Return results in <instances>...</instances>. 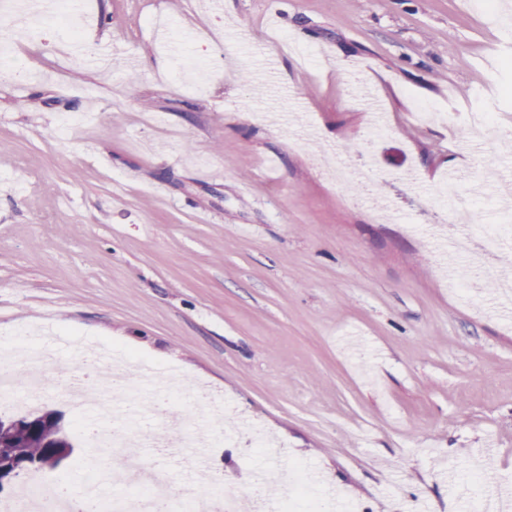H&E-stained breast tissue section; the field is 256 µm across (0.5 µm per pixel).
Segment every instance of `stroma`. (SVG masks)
<instances>
[{
	"label": "stroma",
	"instance_id": "stroma-1",
	"mask_svg": "<svg viewBox=\"0 0 512 512\" xmlns=\"http://www.w3.org/2000/svg\"><path fill=\"white\" fill-rule=\"evenodd\" d=\"M497 2L92 0L78 40L28 15L0 59V337L52 335L54 374L96 345L168 377L140 430L163 433L175 390L198 386L221 411L205 431L232 437L205 466L246 501L260 470L295 512L512 495V294L452 287L429 234L459 176L512 272ZM360 79L383 107L374 138ZM473 112L492 125L473 133ZM140 453L194 487L174 453Z\"/></svg>",
	"mask_w": 512,
	"mask_h": 512
}]
</instances>
